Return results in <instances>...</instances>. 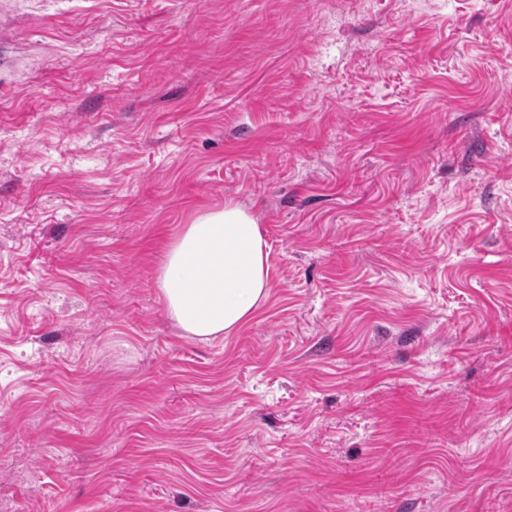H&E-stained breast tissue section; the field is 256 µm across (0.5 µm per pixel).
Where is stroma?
Returning <instances> with one entry per match:
<instances>
[{
	"label": "stroma",
	"instance_id": "obj_1",
	"mask_svg": "<svg viewBox=\"0 0 512 512\" xmlns=\"http://www.w3.org/2000/svg\"><path fill=\"white\" fill-rule=\"evenodd\" d=\"M0 512H512V0H0ZM265 248L260 225L237 206L200 212L184 224L158 275L174 324L203 339L241 327L268 295Z\"/></svg>",
	"mask_w": 512,
	"mask_h": 512
}]
</instances>
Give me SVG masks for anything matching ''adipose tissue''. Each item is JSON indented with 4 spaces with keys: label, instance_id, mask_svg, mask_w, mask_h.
<instances>
[{
    "label": "adipose tissue",
    "instance_id": "obj_1",
    "mask_svg": "<svg viewBox=\"0 0 512 512\" xmlns=\"http://www.w3.org/2000/svg\"><path fill=\"white\" fill-rule=\"evenodd\" d=\"M267 258L260 226L243 209L198 213L177 233L159 270L168 316L203 339L238 329L268 295Z\"/></svg>",
    "mask_w": 512,
    "mask_h": 512
}]
</instances>
